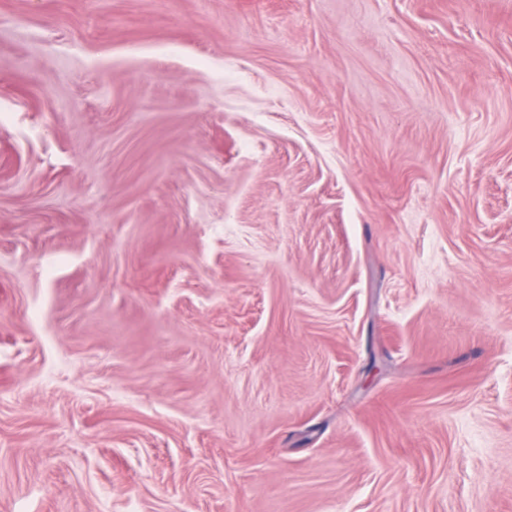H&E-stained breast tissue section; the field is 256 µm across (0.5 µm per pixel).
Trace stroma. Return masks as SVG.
Masks as SVG:
<instances>
[{
	"label": "stroma",
	"instance_id": "1",
	"mask_svg": "<svg viewBox=\"0 0 512 512\" xmlns=\"http://www.w3.org/2000/svg\"><path fill=\"white\" fill-rule=\"evenodd\" d=\"M0 512H512V0H0Z\"/></svg>",
	"mask_w": 512,
	"mask_h": 512
}]
</instances>
